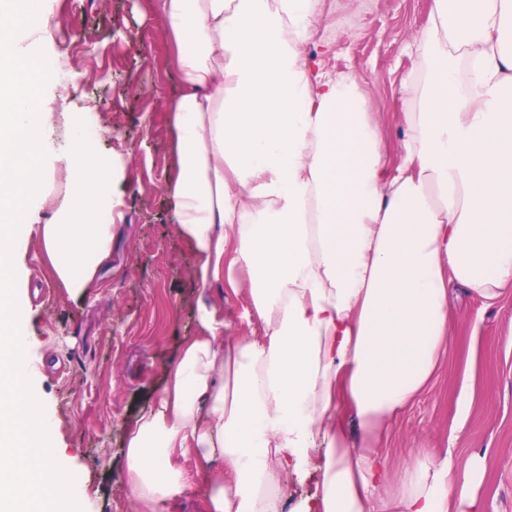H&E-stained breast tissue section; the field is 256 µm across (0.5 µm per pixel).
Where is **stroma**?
Segmentation results:
<instances>
[{
    "label": "stroma",
    "mask_w": 512,
    "mask_h": 512,
    "mask_svg": "<svg viewBox=\"0 0 512 512\" xmlns=\"http://www.w3.org/2000/svg\"><path fill=\"white\" fill-rule=\"evenodd\" d=\"M431 0H322L326 21L305 46L328 70L357 75L379 118L391 163L401 155V83L408 51L427 22ZM41 57L59 58L65 84L42 86L38 102L57 140L71 137L68 113L99 128L95 154L123 161L120 196L100 191L99 207L118 227L112 256L85 297L57 279L37 236L17 249L21 287L40 280L43 304L27 303L32 342L28 375L70 460L78 512H136L123 454L124 430L165 384L186 337L197 331L200 297L191 249L173 222L165 185L178 170L167 121L180 86L170 66L157 0H55ZM40 223L63 224L71 180L50 163ZM233 335L260 337L247 286L225 290ZM452 346L426 389L398 416L379 454L391 473L417 449L436 460L485 457L481 512H512V289L488 305L452 294Z\"/></svg>",
    "instance_id": "stroma-1"
}]
</instances>
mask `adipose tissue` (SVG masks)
Here are the masks:
<instances>
[{"instance_id": "ef3b65f1", "label": "adipose tissue", "mask_w": 512, "mask_h": 512, "mask_svg": "<svg viewBox=\"0 0 512 512\" xmlns=\"http://www.w3.org/2000/svg\"><path fill=\"white\" fill-rule=\"evenodd\" d=\"M160 11L182 76L167 193L202 294L196 335L126 430L137 512L190 488L171 462L187 451L210 512H281L289 480L311 470L317 488L296 512H477L481 454L459 464L420 449L391 480L376 448L450 346L451 289L492 302L512 287V0H432L394 166L357 76L305 52L321 0H160ZM49 18L0 0V512L41 494L50 512H73L74 499L69 459L24 383L17 236H38L75 297L115 237L94 219L112 170L85 143L65 157L69 223L32 218L45 117L19 61L37 64ZM240 276L258 340L231 335L212 295Z\"/></svg>"}]
</instances>
